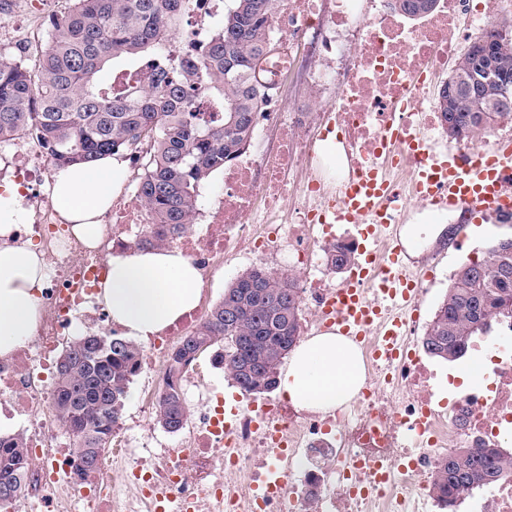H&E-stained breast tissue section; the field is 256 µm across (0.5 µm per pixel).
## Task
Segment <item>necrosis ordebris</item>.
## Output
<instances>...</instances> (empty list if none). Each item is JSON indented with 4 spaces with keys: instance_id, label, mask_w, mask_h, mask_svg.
<instances>
[{
    "instance_id": "1",
    "label": "necrosis or debris",
    "mask_w": 512,
    "mask_h": 512,
    "mask_svg": "<svg viewBox=\"0 0 512 512\" xmlns=\"http://www.w3.org/2000/svg\"><path fill=\"white\" fill-rule=\"evenodd\" d=\"M278 35L261 75L275 85L296 61L309 78L336 92L332 121L316 124L308 105L285 107L270 95L255 130L280 133L275 153L244 156L224 166L222 186L205 199L192 224L177 235L153 226L135 191L116 197L102 216L96 245L78 237L52 208L40 186L52 164L44 149L0 150V184L16 186L28 221L16 244L33 243L45 266L37 290L41 317L33 336L0 358V417L21 418L31 462L19 512H428L439 461L455 448H497L512 455V314L498 318L494 341L476 340L482 381L446 402L435 399L437 375L407 334L406 355L377 360V337L359 350L367 382L358 404L320 413L265 397L226 408L223 397L203 399L177 447L151 448L147 421L156 399L143 401L137 419L119 420L113 436L123 447L100 460L94 473L79 470L60 423L50 418L53 373L65 340L94 327L112 331L97 301L111 256L151 241L176 249L210 288L224 254L274 260L303 277L302 302L320 316L337 285L323 271L324 245L337 239L338 200L347 181L392 155L387 176L398 194L411 189L416 160L411 140L439 125L432 82L462 44L512 0H440L434 13L406 22L388 0H279ZM352 56L335 72L330 58ZM409 138L383 147L393 121ZM335 138L341 155L335 174L291 173L312 160L311 132ZM196 313L150 337L138 372L147 381L165 373L171 351L191 332ZM148 456L138 457L135 447ZM448 512H512V473L490 488L456 498Z\"/></svg>"
}]
</instances>
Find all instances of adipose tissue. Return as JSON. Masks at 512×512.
<instances>
[{
  "instance_id": "obj_1",
  "label": "adipose tissue",
  "mask_w": 512,
  "mask_h": 512,
  "mask_svg": "<svg viewBox=\"0 0 512 512\" xmlns=\"http://www.w3.org/2000/svg\"><path fill=\"white\" fill-rule=\"evenodd\" d=\"M127 178L123 160L100 157L93 165L75 164L52 171L53 208L88 241L102 229L112 194ZM26 212L13 188L0 194V357L11 355L36 331L39 320L34 289L44 278L35 249L6 239ZM102 301L112 322L126 335L147 340L195 309L201 275L175 249L131 251L113 256ZM365 382L358 349L345 337L324 333L300 342L280 378L281 395L297 407L328 412L355 400Z\"/></svg>"
}]
</instances>
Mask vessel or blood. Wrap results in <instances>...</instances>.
<instances>
[{"label": "vessel or blood", "instance_id": "vessel-or-blood-1", "mask_svg": "<svg viewBox=\"0 0 512 512\" xmlns=\"http://www.w3.org/2000/svg\"><path fill=\"white\" fill-rule=\"evenodd\" d=\"M415 147L424 160L415 171L413 195L423 205L438 212L456 208L474 214L512 216V193L505 188V178L512 174L511 145L495 143L468 154L452 150L442 159L428 158L425 141H416ZM385 188L382 175L373 171L367 181L346 191L345 206L350 216L361 220L364 240L382 232L395 237L397 226L393 209L385 202ZM405 252V246L395 238L382 267H375L369 258L357 262L350 282L337 292L335 303L323 315L324 328L357 342L371 326L380 325L387 341L385 357H401V319L383 322L379 315L385 303L407 309L417 303V282L405 262ZM373 277L381 281L382 298L378 301L360 286L361 281Z\"/></svg>", "mask_w": 512, "mask_h": 512}]
</instances>
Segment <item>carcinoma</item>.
Returning a JSON list of instances; mask_svg holds the SVG:
<instances>
[{
	"instance_id": "cac0c4a2",
	"label": "carcinoma",
	"mask_w": 512,
	"mask_h": 512,
	"mask_svg": "<svg viewBox=\"0 0 512 512\" xmlns=\"http://www.w3.org/2000/svg\"><path fill=\"white\" fill-rule=\"evenodd\" d=\"M50 24L43 49L27 61L0 63V143L35 133L52 166L86 164L109 154L126 158L149 144L140 157L136 191L152 223L180 233L200 206V186L237 159L252 139L256 114L268 102L256 79L272 40L275 0H227L217 31L191 64L173 68L165 42L188 16L189 0H68ZM437 0H392L410 17L435 10ZM499 23L475 37L458 62L468 78L494 66L501 111L479 112L470 87L462 85L457 111H442L453 141L475 140L499 124H512V36ZM126 65L103 82L110 61ZM152 61L149 84L137 67ZM328 265L344 271L354 247L336 242ZM512 308V242L492 243L479 260L462 265L438 304L423 336L432 357L462 358L473 337L491 333L496 319ZM296 278L264 267L240 275L224 291L208 318L184 337L169 358L168 376L180 374L198 355L210 354L247 395L273 391L283 359L301 329ZM140 350L112 336H84L62 353L56 368L58 421L73 434V454L88 473L110 443L122 418ZM187 405L169 384L158 402V423L176 433ZM28 458L20 437L0 436V497L18 498ZM512 471V459L496 448H457L438 464L432 492L448 501Z\"/></svg>"
}]
</instances>
